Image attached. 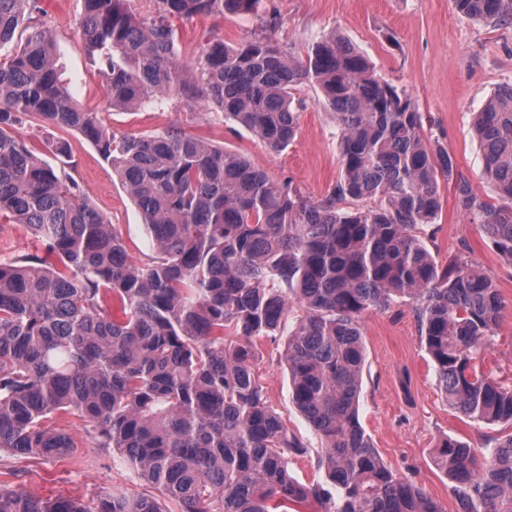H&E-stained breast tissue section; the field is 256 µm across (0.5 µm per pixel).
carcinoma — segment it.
<instances>
[{
    "mask_svg": "<svg viewBox=\"0 0 512 512\" xmlns=\"http://www.w3.org/2000/svg\"><path fill=\"white\" fill-rule=\"evenodd\" d=\"M82 41L108 80L112 109L186 98L224 113L271 150L296 137L300 86L318 87L338 130L339 180L314 202L244 155L179 129L117 136L80 107L56 67L39 0H0V222L21 224L44 254L0 260V451L66 455L57 413L79 417L96 447L181 512H444L397 476L358 421L362 318L414 307L448 405L512 425V385L483 369L504 308L466 256L443 267L418 229L453 183L460 212L512 264V85L476 113L483 171L497 198L457 177L411 96L331 33L302 54L269 35L208 40L178 59L176 22L255 14L264 0H83ZM464 15L512 23V0H454ZM48 134L46 153L16 130ZM92 144L139 207L155 255L138 263L73 174L72 146ZM352 200V210L339 207ZM288 333L281 355L292 401L322 443L325 483L291 476L307 453L255 378V339ZM433 463L463 512H512V433L492 451L443 438ZM0 512H163L114 492L94 506L0 485Z\"/></svg>",
    "mask_w": 512,
    "mask_h": 512,
    "instance_id": "obj_1",
    "label": "carcinoma"
}]
</instances>
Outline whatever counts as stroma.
<instances>
[{
    "label": "stroma",
    "mask_w": 512,
    "mask_h": 512,
    "mask_svg": "<svg viewBox=\"0 0 512 512\" xmlns=\"http://www.w3.org/2000/svg\"><path fill=\"white\" fill-rule=\"evenodd\" d=\"M268 9L253 15L198 17L180 23L176 36L181 59L195 58L210 38L234 46L273 33L285 48L305 46L334 31L354 44L388 82L405 89L431 129L454 159L461 179L484 198L496 191L482 167V149L473 118L500 89L512 85V25L468 18L453 0H267ZM45 22L57 41V66L75 101L102 113L118 135L178 128L215 145L242 153L276 181H291L310 200L323 199L340 177L336 124L316 86H302L305 106L294 141L272 151L250 131L184 99L151 101L136 110H109L105 76L88 55L77 31L82 0H42ZM278 25L269 28L270 14ZM77 177L96 207L120 233L134 260L154 249L140 213L97 150L76 133H68ZM422 239L439 264L465 254L478 261L495 281L505 302L501 321L484 356V368L512 382V264L504 261L480 229L458 211L455 187H442V210L424 225ZM366 365L359 419L384 462L398 476L420 486L444 512H463L451 484L434 466L433 452L444 437L477 448H491L507 434L504 425L478 423L450 408L425 352L411 305L392 304L365 314ZM285 339L258 343L256 374L273 408L289 431L308 447L294 457L291 474L309 484L323 479L318 467L321 442L291 398L288 371L279 358ZM76 446L54 459L19 458L0 452V485H25L40 496L78 497L84 501L120 489L154 497L155 486L131 468L113 461L95 446L91 427L78 418L61 419Z\"/></svg>",
    "instance_id": "obj_1"
}]
</instances>
